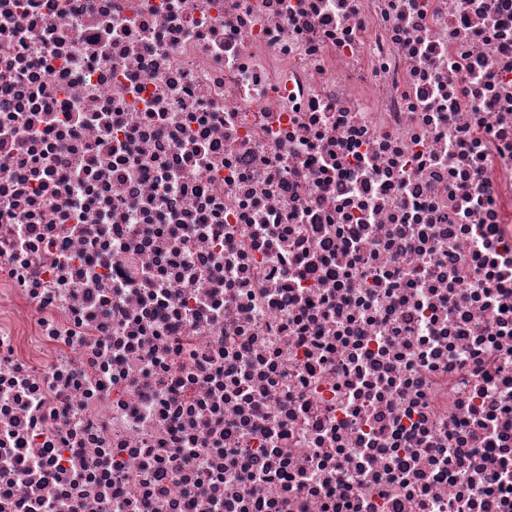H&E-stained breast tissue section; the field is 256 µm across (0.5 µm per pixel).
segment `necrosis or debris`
<instances>
[{"instance_id": "1", "label": "necrosis or debris", "mask_w": 512, "mask_h": 512, "mask_svg": "<svg viewBox=\"0 0 512 512\" xmlns=\"http://www.w3.org/2000/svg\"><path fill=\"white\" fill-rule=\"evenodd\" d=\"M0 512H512V0H0Z\"/></svg>"}]
</instances>
